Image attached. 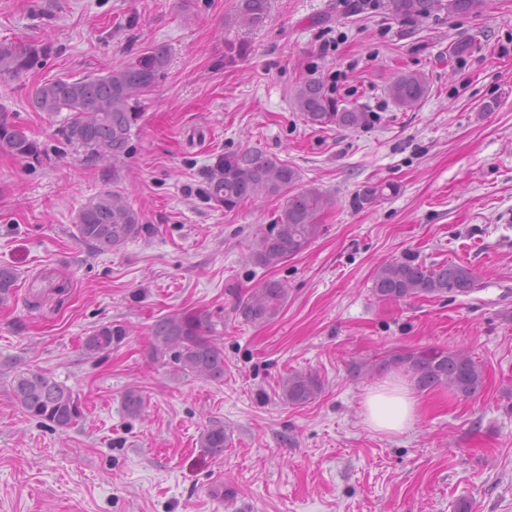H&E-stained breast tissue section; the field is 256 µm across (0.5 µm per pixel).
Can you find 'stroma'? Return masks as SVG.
Returning a JSON list of instances; mask_svg holds the SVG:
<instances>
[{
	"mask_svg": "<svg viewBox=\"0 0 512 512\" xmlns=\"http://www.w3.org/2000/svg\"><path fill=\"white\" fill-rule=\"evenodd\" d=\"M234 0H0V41L51 50L27 78H0V112L27 126L46 163L0 155V265L19 273L0 306V512H512V0L480 13L403 22L353 0H270L260 28L232 22ZM171 50L140 100L120 183L112 162L66 145L62 117L28 94L51 78L102 74L149 47ZM425 74L408 112L387 86ZM316 78L375 115L358 130L319 128L294 107ZM256 149L299 169L333 200L302 254L267 270L249 245L279 202L257 197L231 213L204 200L208 166ZM374 202L354 199L369 189ZM117 189L152 235L117 252L76 236L91 198ZM411 256L476 274L454 298L382 302V263ZM287 292L263 324L239 300L264 281ZM209 313L224 378L174 373L147 354L159 316ZM129 334L90 356L106 322ZM442 348L485 371L478 396L414 388L388 354ZM50 372L78 394L85 417L54 429L26 417L13 376ZM291 373L322 383L302 407L281 398ZM412 386L414 425L382 435L364 423L373 388ZM145 408L128 417L123 398ZM223 456L200 446L209 422Z\"/></svg>",
	"mask_w": 512,
	"mask_h": 512,
	"instance_id": "obj_1",
	"label": "stroma"
}]
</instances>
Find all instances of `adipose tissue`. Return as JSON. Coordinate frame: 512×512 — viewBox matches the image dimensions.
I'll list each match as a JSON object with an SVG mask.
<instances>
[{"mask_svg": "<svg viewBox=\"0 0 512 512\" xmlns=\"http://www.w3.org/2000/svg\"><path fill=\"white\" fill-rule=\"evenodd\" d=\"M363 416L367 425L376 432L401 434L411 428L418 416L417 401L406 385L387 384L366 395Z\"/></svg>", "mask_w": 512, "mask_h": 512, "instance_id": "obj_1", "label": "adipose tissue"}]
</instances>
